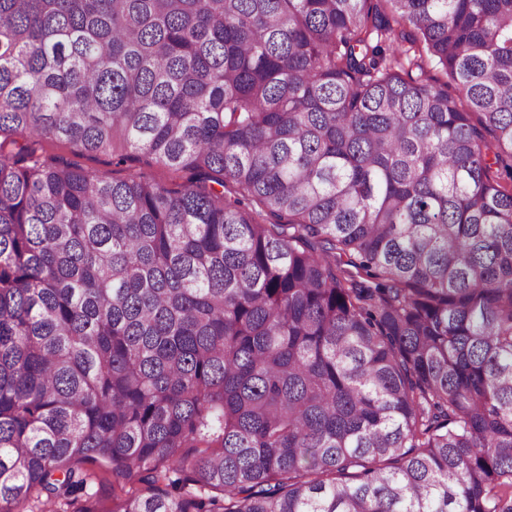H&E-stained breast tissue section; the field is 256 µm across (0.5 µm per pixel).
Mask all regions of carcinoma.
<instances>
[{
    "mask_svg": "<svg viewBox=\"0 0 512 512\" xmlns=\"http://www.w3.org/2000/svg\"><path fill=\"white\" fill-rule=\"evenodd\" d=\"M43 500L512 512V0H0V512ZM49 153L62 155L74 162L85 170L91 171L100 177L112 181V179H126L134 175H146L156 180H161L169 184L170 187H176V184L182 183V179H173L168 173L157 168L154 165H149L145 159L139 158L134 161H129L124 165H115L112 163V158L103 154H86L84 156H74L66 144H59L54 148H48Z\"/></svg>",
    "mask_w": 512,
    "mask_h": 512,
    "instance_id": "carcinoma-1",
    "label": "carcinoma"
}]
</instances>
